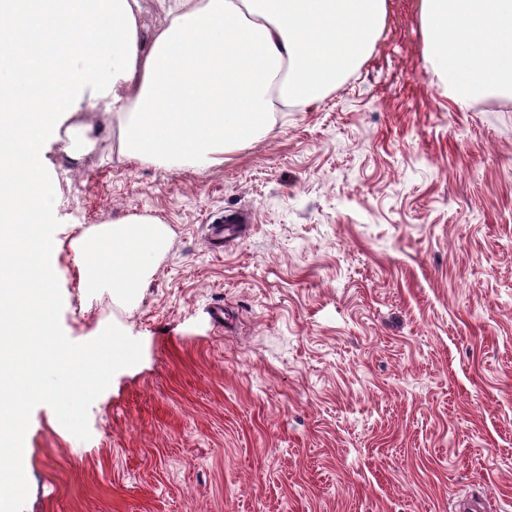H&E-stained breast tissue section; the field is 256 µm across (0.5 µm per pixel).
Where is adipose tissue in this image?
<instances>
[{
    "instance_id": "obj_1",
    "label": "adipose tissue",
    "mask_w": 512,
    "mask_h": 512,
    "mask_svg": "<svg viewBox=\"0 0 512 512\" xmlns=\"http://www.w3.org/2000/svg\"><path fill=\"white\" fill-rule=\"evenodd\" d=\"M0 0V490L17 495L25 397L79 394L99 352L72 357L51 330L47 242L34 227L59 196L42 154L76 112H109L127 158L204 171L309 109L371 51L387 0ZM430 81L459 110L512 96V0H421ZM167 225L132 215L75 245L84 287L133 307L168 243ZM64 362L56 386L34 373Z\"/></svg>"
}]
</instances>
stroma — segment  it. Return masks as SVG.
<instances>
[{
    "label": "stroma",
    "mask_w": 512,
    "mask_h": 512,
    "mask_svg": "<svg viewBox=\"0 0 512 512\" xmlns=\"http://www.w3.org/2000/svg\"><path fill=\"white\" fill-rule=\"evenodd\" d=\"M316 107L200 173L96 144L44 165L60 206L53 329L118 333L77 420L26 407V491L7 512H512V99L459 111L431 84L420 0ZM253 222L223 251L210 218ZM130 214L171 236L136 306L85 288L71 248ZM223 305L224 325L209 311Z\"/></svg>",
    "instance_id": "1"
}]
</instances>
